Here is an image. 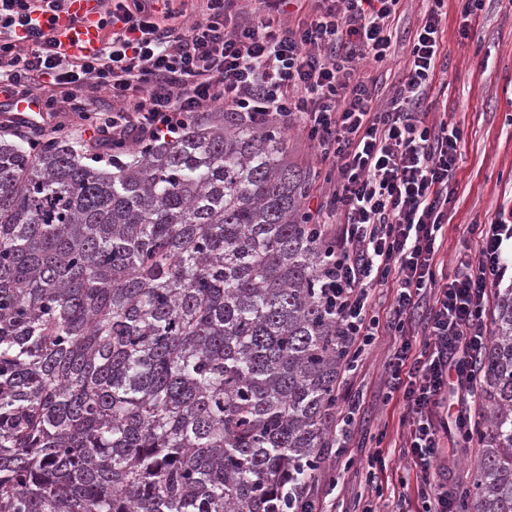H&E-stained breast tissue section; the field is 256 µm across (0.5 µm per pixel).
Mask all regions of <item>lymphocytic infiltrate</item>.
Masks as SVG:
<instances>
[{
    "mask_svg": "<svg viewBox=\"0 0 512 512\" xmlns=\"http://www.w3.org/2000/svg\"><path fill=\"white\" fill-rule=\"evenodd\" d=\"M403 2L113 0L98 20L108 36L85 57L62 51L49 31L67 0H0V106L29 101L51 113L65 99L116 149L180 132L219 103L251 121L300 127L330 167V189L309 218L338 224L328 294L341 334L353 351L381 331L397 336L390 385L406 409L407 452L426 473L439 455L441 401L456 395V427L470 420L465 404L477 396L474 370L490 342L485 306L507 269L512 209L477 225L479 250L454 277L437 276L463 138L429 119L426 105L445 0H424L397 83L369 72L395 54ZM97 92L111 95V107L96 105ZM379 288L395 293L384 323L371 313ZM425 300L419 336L412 316Z\"/></svg>",
    "mask_w": 512,
    "mask_h": 512,
    "instance_id": "obj_1",
    "label": "lymphocytic infiltrate"
}]
</instances>
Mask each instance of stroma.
<instances>
[{
  "label": "stroma",
  "instance_id": "1",
  "mask_svg": "<svg viewBox=\"0 0 512 512\" xmlns=\"http://www.w3.org/2000/svg\"><path fill=\"white\" fill-rule=\"evenodd\" d=\"M445 11L444 52L428 105L433 119L458 125L464 136L440 253L443 271L451 275L464 253L478 250L471 226L512 208V0H483L466 40L459 34L458 0H445ZM393 343V337H379L361 351L356 370L340 374L337 406L353 397L360 408L345 445L325 455L309 485L321 512H422L420 473L403 452L406 411L389 387ZM442 444L435 483L451 491L471 483L480 449L465 447L456 431ZM378 451L386 468L369 472L367 460Z\"/></svg>",
  "mask_w": 512,
  "mask_h": 512
}]
</instances>
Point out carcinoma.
<instances>
[{
	"mask_svg": "<svg viewBox=\"0 0 512 512\" xmlns=\"http://www.w3.org/2000/svg\"><path fill=\"white\" fill-rule=\"evenodd\" d=\"M90 160L0 139V512H285L348 362L313 172L236 112ZM492 325L457 512H512V290Z\"/></svg>",
	"mask_w": 512,
	"mask_h": 512,
	"instance_id": "cac0c4a2",
	"label": "carcinoma"
}]
</instances>
